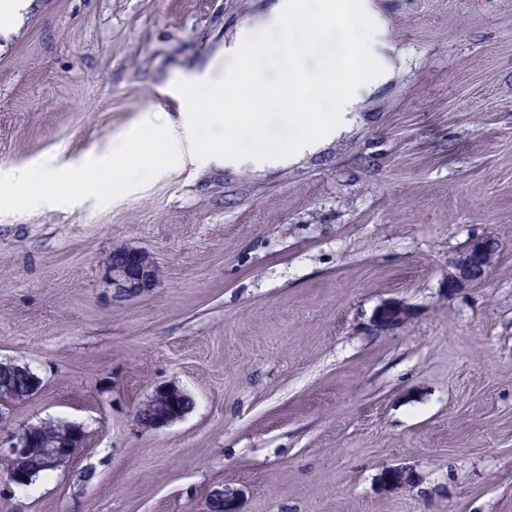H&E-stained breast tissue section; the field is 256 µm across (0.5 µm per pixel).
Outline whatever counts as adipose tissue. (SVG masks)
I'll list each match as a JSON object with an SVG mask.
<instances>
[{
    "instance_id": "ef3b65f1",
    "label": "adipose tissue",
    "mask_w": 512,
    "mask_h": 512,
    "mask_svg": "<svg viewBox=\"0 0 512 512\" xmlns=\"http://www.w3.org/2000/svg\"><path fill=\"white\" fill-rule=\"evenodd\" d=\"M287 26L301 30L302 39H279ZM332 26L349 41L348 53L324 52L323 33ZM390 48L387 23L375 0H275L264 18L244 21L220 56L182 86L179 125L160 137L146 133L111 141L81 161L59 155L38 170L1 169L0 198L49 208L75 195L99 170L111 171L113 181L121 183L131 165L148 166L159 174L170 162L185 158L205 167L235 169L296 164L351 128L364 98L394 72ZM312 55L322 59L315 77L304 67ZM281 56L288 58L289 70L277 91L267 86L264 73ZM246 72L253 77L247 93L241 86ZM326 98L331 107L325 111L320 103ZM277 102L289 124L302 131L272 142L264 138L262 126ZM208 122L223 124L226 145L202 140L200 130Z\"/></svg>"
}]
</instances>
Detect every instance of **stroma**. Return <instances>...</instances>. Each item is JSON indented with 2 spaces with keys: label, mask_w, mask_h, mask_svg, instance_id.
Instances as JSON below:
<instances>
[{
  "label": "stroma",
  "mask_w": 512,
  "mask_h": 512,
  "mask_svg": "<svg viewBox=\"0 0 512 512\" xmlns=\"http://www.w3.org/2000/svg\"><path fill=\"white\" fill-rule=\"evenodd\" d=\"M275 0H28L0 16V167L80 160L179 114ZM395 71L349 132L291 166L131 169L133 194L0 206V361L40 380L0 412L82 424L67 468L0 512H512V0H376ZM498 244L449 293L471 240ZM135 246L152 288L106 259ZM396 301L406 322L376 333ZM192 399L157 429L137 408ZM414 482L393 490L386 469ZM498 245L491 238L474 240L467 249L454 257L451 265L454 269L448 275L449 293H456L460 288L484 277L494 261ZM107 266L112 273V286L119 292L134 293L153 285L154 261L141 248L123 246L113 250L107 258ZM407 314L402 304L396 302L383 304L376 310L372 326L376 330H392L406 320ZM186 394L177 386H163L155 390L152 396L139 406L135 420L141 428L156 429L181 418L185 413L172 409L174 404Z\"/></svg>",
  "instance_id": "1"
}]
</instances>
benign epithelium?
<instances>
[{"label":"benign epithelium","mask_w":512,"mask_h":512,"mask_svg":"<svg viewBox=\"0 0 512 512\" xmlns=\"http://www.w3.org/2000/svg\"><path fill=\"white\" fill-rule=\"evenodd\" d=\"M498 245L491 238L473 241L467 249L451 261L453 272L448 275V293L454 294L468 284L484 277L494 261ZM112 273V287L123 293H134L153 285L155 266L152 257L143 249L123 246L112 251L107 258ZM407 318L406 308L396 302L381 305L372 319L377 330H392ZM30 391H21L9 383L0 385V404L5 406L28 397ZM185 397L177 386H163L139 406L135 413L137 424L146 429H156L183 416L174 404ZM84 430L73 424L71 430L62 435H50L41 429V424H27L3 441L0 439V458L8 462L11 481L17 486H26L34 479L40 461L47 458L55 468H64L84 444ZM234 493L218 491L211 495L209 512H234L230 507Z\"/></svg>","instance_id":"7a95c632"}]
</instances>
